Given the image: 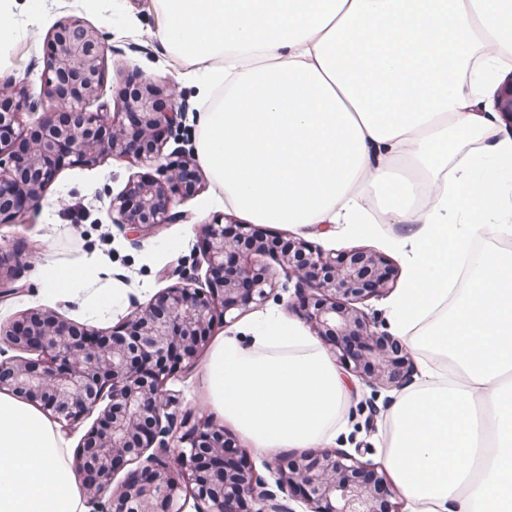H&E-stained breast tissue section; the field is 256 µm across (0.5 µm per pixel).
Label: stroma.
<instances>
[{"label":"stroma","mask_w":512,"mask_h":512,"mask_svg":"<svg viewBox=\"0 0 512 512\" xmlns=\"http://www.w3.org/2000/svg\"><path fill=\"white\" fill-rule=\"evenodd\" d=\"M10 15L15 28L14 47L8 75L26 80L32 98L43 92L46 42L57 23L75 17L99 30L107 47L105 83L115 86L135 84L152 77L167 85L171 93L162 97L159 107L179 102L186 107V125L164 148L169 159L197 148L198 128L203 112L202 99L187 65L174 59L157 37L159 20L152 0H122L109 6L107 0H13ZM154 167L123 158L105 156L91 165L63 168L45 191L34 215L23 224L0 226V246L6 250L40 248L37 270L24 277L23 291L0 302V323L6 324L27 309H53L67 319L99 328L115 325L127 313L129 295L148 302L157 292L174 284L172 266H191L199 227L213 218L232 215L231 207L211 204L214 185L203 178L202 189L178 203V210L191 216L190 222L164 224L150 235L133 242L113 226L108 207L113 196L123 190L129 178L154 174ZM267 232L301 236L325 251L340 252L364 247L383 254L396 275L395 290L363 302V309L378 323L385 336H393L391 307L396 290L405 286L411 231L403 224H383L374 233H349L344 225L325 232L317 226L270 224ZM104 258L110 269L101 285L111 291L115 305L110 315L96 317L87 310L85 297L48 296L39 270L52 265L74 266L84 257ZM351 387L344 430L332 445L336 448L364 449L363 459L382 466L377 437L378 421H367L368 406L386 409L398 395L397 389H373L354 375H347Z\"/></svg>","instance_id":"1"}]
</instances>
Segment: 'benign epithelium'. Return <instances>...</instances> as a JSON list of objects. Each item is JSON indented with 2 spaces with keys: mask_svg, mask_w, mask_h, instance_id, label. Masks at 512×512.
Returning <instances> with one entry per match:
<instances>
[{
  "mask_svg": "<svg viewBox=\"0 0 512 512\" xmlns=\"http://www.w3.org/2000/svg\"><path fill=\"white\" fill-rule=\"evenodd\" d=\"M43 96L21 110L24 83L0 84V220L22 223L56 173L71 164L111 155H135L156 166L154 178L134 177L112 198L109 217L125 235L186 215L175 198L200 188L194 161L171 165L164 146L185 121L182 105L157 108L164 87L145 78L134 94L120 86L105 99L104 44L98 30L74 19L59 24L47 43ZM63 110L60 118L31 119L41 105ZM97 108L90 112L88 108ZM125 111L115 120L112 107ZM200 259L205 282L188 277L164 288L148 303L129 298L117 324L99 329L76 324L52 310L22 313L0 327V343L15 355L0 361V394L37 406L68 433L97 407L81 438L74 468L83 475L86 501L112 502V512H401L385 474L340 448L305 451L253 469L247 457L224 463L223 426L205 409L194 413L191 434H178L189 417H178L167 382L194 368L219 323L230 324L295 282L296 300L310 330L335 338L346 368L379 388L411 382L413 362L402 344L377 331L359 301L394 286V270L381 254L366 249L326 253L296 236L259 234L232 218L202 226ZM284 276L279 282L278 276ZM17 276L0 261V298L15 294ZM189 450L170 456L177 440ZM139 467L113 484L127 463ZM190 482L192 492L183 494Z\"/></svg>",
  "mask_w": 512,
  "mask_h": 512,
  "instance_id": "1",
  "label": "benign epithelium"
}]
</instances>
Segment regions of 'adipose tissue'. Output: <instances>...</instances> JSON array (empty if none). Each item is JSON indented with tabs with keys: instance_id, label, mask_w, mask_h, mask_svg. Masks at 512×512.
<instances>
[{
	"instance_id": "obj_1",
	"label": "adipose tissue",
	"mask_w": 512,
	"mask_h": 512,
	"mask_svg": "<svg viewBox=\"0 0 512 512\" xmlns=\"http://www.w3.org/2000/svg\"><path fill=\"white\" fill-rule=\"evenodd\" d=\"M158 38L207 104L197 159L251 224H413L394 331L425 358L382 452L410 512H512V140L479 173V96L512 64V0H154ZM94 256L45 268L79 295ZM215 414L260 450L336 434L344 378L281 315L223 336L204 367ZM53 424L0 395V512H81Z\"/></svg>"
}]
</instances>
